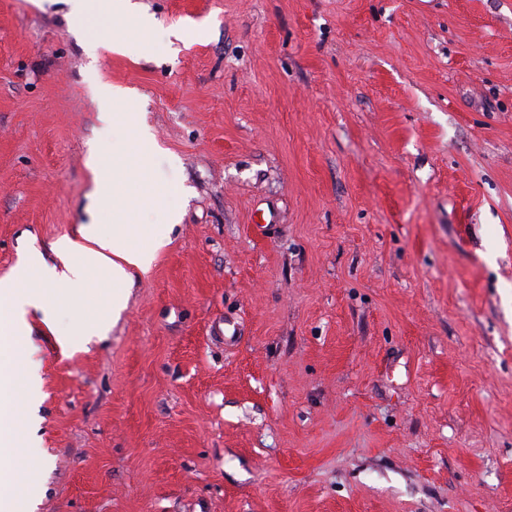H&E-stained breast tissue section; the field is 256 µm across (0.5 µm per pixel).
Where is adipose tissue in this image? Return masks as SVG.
<instances>
[{
    "mask_svg": "<svg viewBox=\"0 0 512 512\" xmlns=\"http://www.w3.org/2000/svg\"><path fill=\"white\" fill-rule=\"evenodd\" d=\"M73 24L88 31L93 39H100L102 31L121 17L135 14L144 24L152 18L143 14L137 0H69ZM89 166L95 175L96 195L99 201L115 205L112 235L99 233L95 224L87 223L78 229L77 237L57 241L61 254L70 258L63 271L48 266L39 251H30L19 264L16 276L34 278L33 288L21 291L5 284L0 286V354L18 348L26 325L23 321L27 309H46L49 287L64 289L84 283L94 269L104 271L115 292L113 309L125 304L123 287L132 281L133 270L148 271L161 246V237L135 241L134 228L126 224L118 203L123 186L116 179L112 161L91 150ZM41 377L37 368H0V460L7 468L0 472V512H32L34 503L28 496L20 478L28 467V448L34 447L38 422L35 415L40 395Z\"/></svg>",
    "mask_w": 512,
    "mask_h": 512,
    "instance_id": "obj_1",
    "label": "adipose tissue"
}]
</instances>
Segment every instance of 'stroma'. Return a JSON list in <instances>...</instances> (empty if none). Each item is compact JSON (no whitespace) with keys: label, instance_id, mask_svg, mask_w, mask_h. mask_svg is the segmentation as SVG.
Wrapping results in <instances>:
<instances>
[{"label":"stroma","instance_id":"35a3bbf8","mask_svg":"<svg viewBox=\"0 0 512 512\" xmlns=\"http://www.w3.org/2000/svg\"><path fill=\"white\" fill-rule=\"evenodd\" d=\"M140 2L0 0V282L112 231L99 81L165 239L105 335L100 272L25 317L37 512H512V0ZM71 5V20L73 24L88 31L92 37L88 45L91 52H95L100 32L108 29L112 22V35L115 33L117 20L129 14L139 15L146 25L152 24V17L143 13L140 4L131 0H68ZM95 94L99 106L100 133L104 137H108L116 125V116L120 114L114 110L121 100L127 99V90L120 86L98 83Z\"/></svg>","mask_w":512,"mask_h":512}]
</instances>
